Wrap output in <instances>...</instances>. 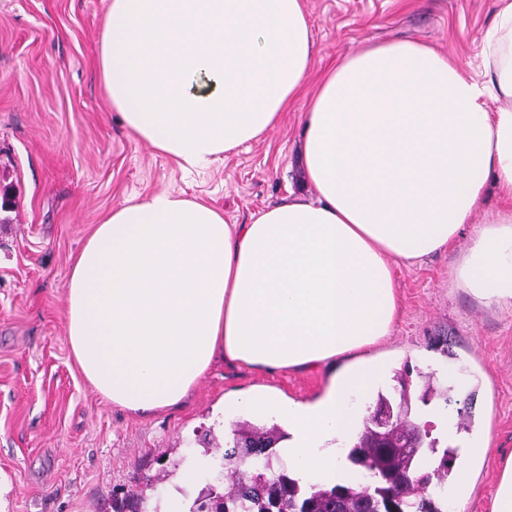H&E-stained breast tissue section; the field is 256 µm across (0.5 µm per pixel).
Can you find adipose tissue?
<instances>
[{
	"mask_svg": "<svg viewBox=\"0 0 512 512\" xmlns=\"http://www.w3.org/2000/svg\"><path fill=\"white\" fill-rule=\"evenodd\" d=\"M484 74L415 41L368 45L327 69L304 115V192L231 224L162 190L113 209L67 284L69 346L103 398L179 405L218 362L273 374L330 370L312 400L254 389L224 421L273 418L303 480L354 471L350 440L388 364L353 360L399 319L393 269L467 242L451 275L512 312V0H495ZM314 65L303 0H107L98 72L125 126L188 170L274 127ZM502 100L491 112L487 97ZM504 204L474 223L487 182Z\"/></svg>",
	"mask_w": 512,
	"mask_h": 512,
	"instance_id": "1",
	"label": "adipose tissue"
}]
</instances>
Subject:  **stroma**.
Instances as JSON below:
<instances>
[{
    "instance_id": "obj_1",
    "label": "stroma",
    "mask_w": 512,
    "mask_h": 512,
    "mask_svg": "<svg viewBox=\"0 0 512 512\" xmlns=\"http://www.w3.org/2000/svg\"><path fill=\"white\" fill-rule=\"evenodd\" d=\"M319 75L368 43L415 41L455 50L480 72L494 0H305ZM105 0H0V512H112L137 493L166 503L186 462L195 491L215 485L232 444L213 408L232 389L265 384L308 399L322 370L274 376L217 364L182 407L140 416L95 393L66 337L73 261L103 215L169 190L250 223L298 190L306 99L261 139L203 170L184 171L130 134L99 80ZM455 250L395 267L400 319L373 350L414 374L451 365L479 379L470 420L491 444L471 465L462 512H492L512 456V314L457 287Z\"/></svg>"
}]
</instances>
